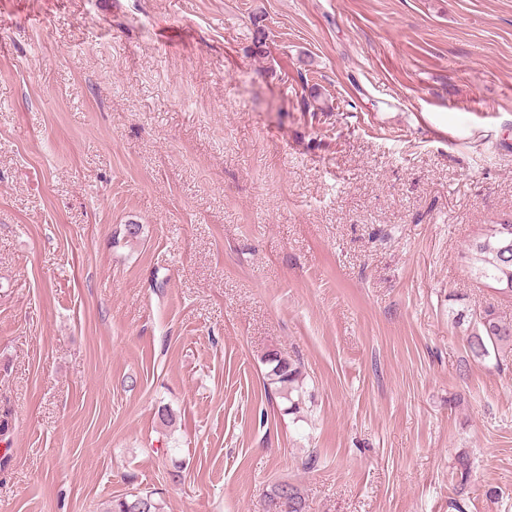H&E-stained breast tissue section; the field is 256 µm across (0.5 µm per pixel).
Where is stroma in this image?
Wrapping results in <instances>:
<instances>
[{
    "mask_svg": "<svg viewBox=\"0 0 512 512\" xmlns=\"http://www.w3.org/2000/svg\"><path fill=\"white\" fill-rule=\"evenodd\" d=\"M510 218L512 0H0V512H512ZM481 231L467 246L470 272L496 294L512 299V223L487 224ZM467 335L468 349L477 359H485L504 349L512 350V321L504 319L494 306L472 314ZM469 324V327H470ZM265 364L268 366V371L265 374L268 381L266 384L264 383L265 390L268 392L269 387L280 397L288 400L290 411L299 410V388L304 379L301 363L273 350L266 354ZM294 392L298 393L296 400L293 398ZM268 500L285 499L288 503V510L277 512H306V499L299 485L288 481H281L274 484L267 494ZM148 492H151L148 494ZM156 493L146 491L140 494H130L122 497L112 498L106 506L105 512H161L162 503L155 498Z\"/></svg>",
    "mask_w": 512,
    "mask_h": 512,
    "instance_id": "1",
    "label": "stroma"
}]
</instances>
